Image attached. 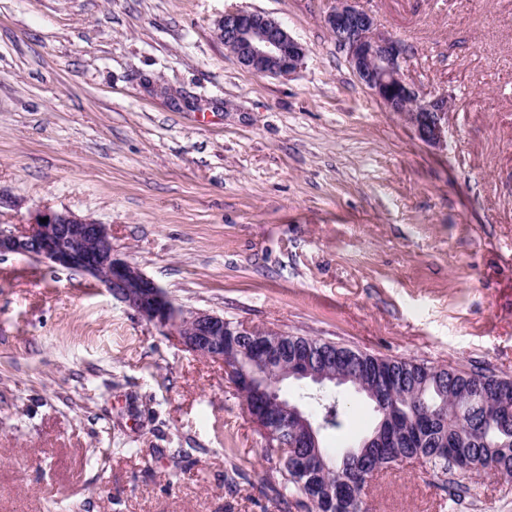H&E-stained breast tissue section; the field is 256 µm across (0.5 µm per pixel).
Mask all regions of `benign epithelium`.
<instances>
[{
	"instance_id": "7a95c632",
	"label": "benign epithelium",
	"mask_w": 512,
	"mask_h": 512,
	"mask_svg": "<svg viewBox=\"0 0 512 512\" xmlns=\"http://www.w3.org/2000/svg\"><path fill=\"white\" fill-rule=\"evenodd\" d=\"M337 49L345 55L358 81L389 111L398 113L426 145L443 148L448 140V112L452 98L431 95L407 79L402 63L406 46L377 29L373 15L356 0H335L324 17ZM215 35L245 68L258 75H290L306 56V47L274 19L245 10L227 11L218 20ZM46 222H41V219ZM19 255L52 268L79 271L102 283L112 296L138 318L161 333L178 338L189 351L224 360V336H250L254 328L231 326L224 315L177 306L168 292L128 257L114 249L107 225L71 211L39 210L30 224L0 225V257ZM282 359L276 341L258 339L251 349L252 370L237 376L246 390L263 392L258 368ZM280 412L264 426L249 410L259 428L278 438L277 447L290 452L288 421L311 432L316 428L301 410L283 398Z\"/></svg>"
}]
</instances>
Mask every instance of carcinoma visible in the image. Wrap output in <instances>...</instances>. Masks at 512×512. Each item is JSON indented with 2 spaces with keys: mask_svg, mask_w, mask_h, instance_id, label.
Listing matches in <instances>:
<instances>
[{
  "mask_svg": "<svg viewBox=\"0 0 512 512\" xmlns=\"http://www.w3.org/2000/svg\"><path fill=\"white\" fill-rule=\"evenodd\" d=\"M288 362L308 361L315 371H343L353 381L317 383L297 404L316 427L317 441L292 430L298 447L278 460L274 482L283 512L311 505L314 512H369L365 476L417 456L437 476L455 470L512 478V378L392 358L353 349L352 360H336V344L287 335ZM358 389L373 405L383 430L374 446L351 456L324 446L322 431L340 429L335 388Z\"/></svg>",
  "mask_w": 512,
  "mask_h": 512,
  "instance_id": "carcinoma-1",
  "label": "carcinoma"
}]
</instances>
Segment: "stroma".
Segmentation results:
<instances>
[{"instance_id":"obj_1","label":"stroma","mask_w":512,"mask_h":512,"mask_svg":"<svg viewBox=\"0 0 512 512\" xmlns=\"http://www.w3.org/2000/svg\"><path fill=\"white\" fill-rule=\"evenodd\" d=\"M333 5L0 0V225L89 215L177 305L512 377V0H359L452 96L443 150L357 80ZM234 9L306 46L296 73L238 63L215 36ZM341 400L333 448L376 420ZM274 456L222 362L95 279L0 257V512H280ZM366 501L512 512V481L407 461Z\"/></svg>"}]
</instances>
